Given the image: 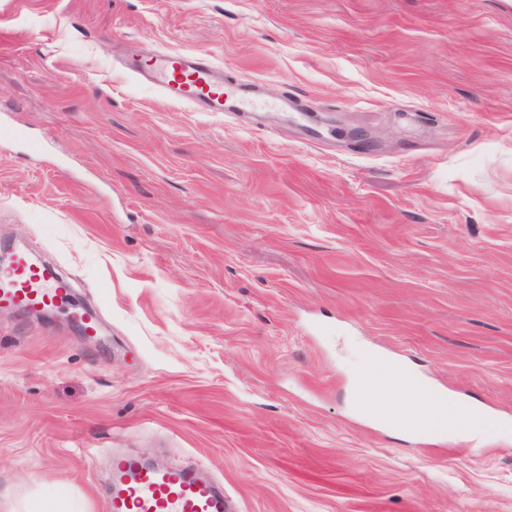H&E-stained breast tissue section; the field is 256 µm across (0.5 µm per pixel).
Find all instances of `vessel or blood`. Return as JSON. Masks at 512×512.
<instances>
[{"mask_svg":"<svg viewBox=\"0 0 512 512\" xmlns=\"http://www.w3.org/2000/svg\"><path fill=\"white\" fill-rule=\"evenodd\" d=\"M166 98L208 111L224 108V76L207 57L168 53L152 57L134 69ZM67 282L34 266L26 255L0 272V307L34 311L58 305L68 297ZM110 512H233L222 484L198 468L172 470L128 455L112 472Z\"/></svg>","mask_w":512,"mask_h":512,"instance_id":"obj_1","label":"vessel or blood"}]
</instances>
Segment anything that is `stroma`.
I'll use <instances>...</instances> for the list:
<instances>
[{
    "label": "stroma",
    "mask_w": 512,
    "mask_h": 512,
    "mask_svg": "<svg viewBox=\"0 0 512 512\" xmlns=\"http://www.w3.org/2000/svg\"><path fill=\"white\" fill-rule=\"evenodd\" d=\"M160 50L249 106L130 74ZM0 115V238L74 286L0 315V512H106L129 452L236 512H512V0H0ZM370 353L489 427L390 435Z\"/></svg>",
    "instance_id": "1"
}]
</instances>
